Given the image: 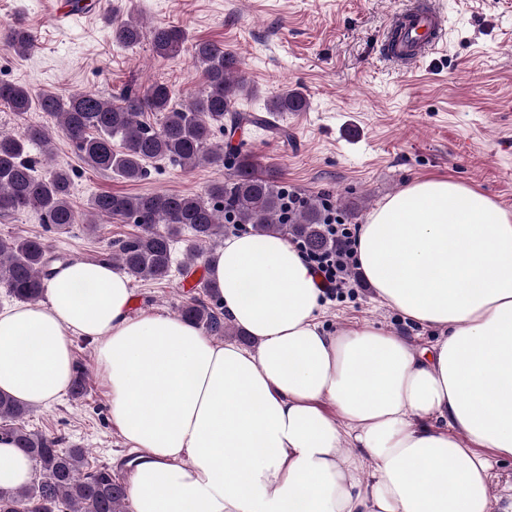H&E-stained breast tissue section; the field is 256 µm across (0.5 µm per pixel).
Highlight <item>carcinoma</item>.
<instances>
[{"instance_id": "obj_1", "label": "carcinoma", "mask_w": 512, "mask_h": 512, "mask_svg": "<svg viewBox=\"0 0 512 512\" xmlns=\"http://www.w3.org/2000/svg\"><path fill=\"white\" fill-rule=\"evenodd\" d=\"M147 36L153 53L163 59L179 56L187 41L186 32L176 26L158 25L147 34L138 19H112V41L121 48L134 49ZM0 42L22 56L36 48L33 34L19 20L0 24ZM193 57L203 70L204 84L187 101L178 100L163 82L142 90L127 88L109 100L91 92L63 98L0 81V102L20 118L38 111L55 119L86 165L126 181L145 179L147 163L157 159L185 171L203 164L223 167L228 170L224 180L209 184L200 195L102 192L92 195L81 213L73 200L72 170L59 167L47 176L36 173L30 148L39 145L47 152L52 138L46 126L28 123L15 133L0 130V217L35 211L42 223L58 228L79 223L82 214L132 222L140 231L100 261L115 263L146 281L170 276L173 242L184 230L191 233L179 267L186 278L196 273L202 245L215 241L234 224H249L256 235L297 239L307 250L327 247L323 224L328 193L310 194L302 206L288 213L282 186L259 170L253 154L239 145L226 149L215 142L219 136L232 142L245 123L286 136L288 131L277 123L278 115L306 111L307 98L286 90L267 102L266 115H249L237 109L239 98L252 92L238 56L218 43L199 40ZM148 112L157 115L156 123L143 120ZM56 260L40 237H0V287L18 301L37 302L55 274ZM196 287L214 304L193 297L181 305L179 315L209 336L228 334L234 326L224 321L223 301L211 282L202 277ZM27 412V406L0 393V436L26 452L39 470L33 484L0 488V512H126L127 489L112 468L90 465L87 448H61L57 438L27 430Z\"/></svg>"}]
</instances>
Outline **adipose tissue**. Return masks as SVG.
<instances>
[{"label":"adipose tissue","mask_w":512,"mask_h":512,"mask_svg":"<svg viewBox=\"0 0 512 512\" xmlns=\"http://www.w3.org/2000/svg\"><path fill=\"white\" fill-rule=\"evenodd\" d=\"M357 257L376 301L437 330L434 344L414 349L377 323L326 331L301 253L280 235H232L205 276L256 347L132 314L122 271L74 261L45 302L0 308V391L32 408L60 400L73 340L90 339L111 421L140 453L130 512H498L494 470L512 460V209L419 179L361 225ZM33 474L0 439V487Z\"/></svg>","instance_id":"obj_1"}]
</instances>
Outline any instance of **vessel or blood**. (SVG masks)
<instances>
[{
    "label": "vessel or blood",
    "instance_id": "obj_1",
    "mask_svg": "<svg viewBox=\"0 0 512 512\" xmlns=\"http://www.w3.org/2000/svg\"><path fill=\"white\" fill-rule=\"evenodd\" d=\"M450 32L436 0H410L405 9L388 15L382 35L386 59L409 69L437 53Z\"/></svg>",
    "mask_w": 512,
    "mask_h": 512
}]
</instances>
